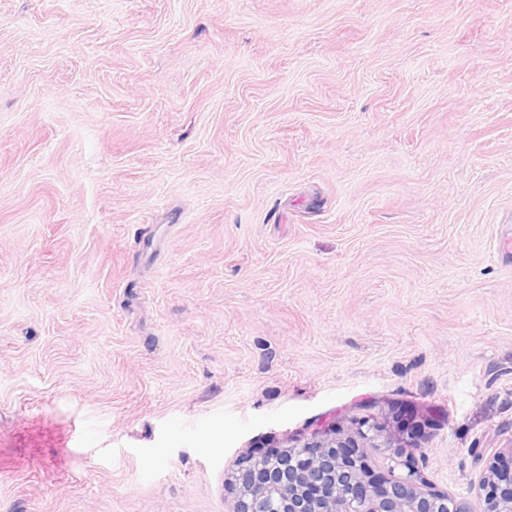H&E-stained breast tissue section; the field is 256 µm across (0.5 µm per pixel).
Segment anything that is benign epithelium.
Returning a JSON list of instances; mask_svg holds the SVG:
<instances>
[{
    "label": "benign epithelium",
    "mask_w": 512,
    "mask_h": 512,
    "mask_svg": "<svg viewBox=\"0 0 512 512\" xmlns=\"http://www.w3.org/2000/svg\"><path fill=\"white\" fill-rule=\"evenodd\" d=\"M389 447L390 435L364 422L354 436L333 432L280 451L273 463L246 458L233 480V512H257L268 497L275 512H512V466L502 462L504 453L493 455L482 478L484 494L469 507L431 488L396 448L388 455L390 476L374 478L366 449ZM402 467L407 472L395 474Z\"/></svg>",
    "instance_id": "benign-epithelium-1"
}]
</instances>
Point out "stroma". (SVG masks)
<instances>
[{
  "instance_id": "1",
  "label": "stroma",
  "mask_w": 512,
  "mask_h": 512,
  "mask_svg": "<svg viewBox=\"0 0 512 512\" xmlns=\"http://www.w3.org/2000/svg\"><path fill=\"white\" fill-rule=\"evenodd\" d=\"M512 0H0V512H231L366 419L512 443Z\"/></svg>"
}]
</instances>
